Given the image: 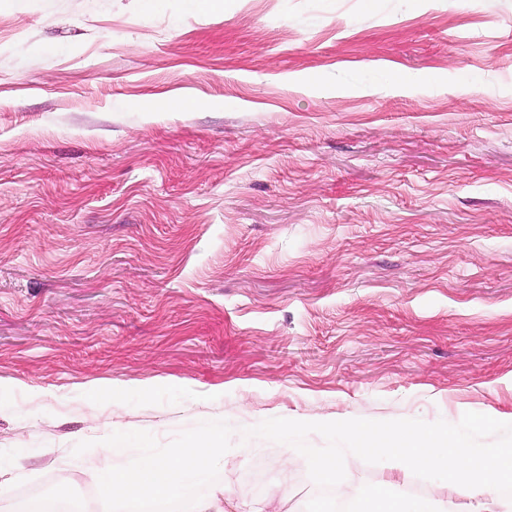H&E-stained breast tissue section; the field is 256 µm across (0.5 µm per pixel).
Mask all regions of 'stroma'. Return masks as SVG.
<instances>
[{
	"mask_svg": "<svg viewBox=\"0 0 512 512\" xmlns=\"http://www.w3.org/2000/svg\"><path fill=\"white\" fill-rule=\"evenodd\" d=\"M469 411L512 422V0H0V512L207 431L177 512H300L244 428ZM391 475L455 495L335 491Z\"/></svg>",
	"mask_w": 512,
	"mask_h": 512,
	"instance_id": "1",
	"label": "stroma"
}]
</instances>
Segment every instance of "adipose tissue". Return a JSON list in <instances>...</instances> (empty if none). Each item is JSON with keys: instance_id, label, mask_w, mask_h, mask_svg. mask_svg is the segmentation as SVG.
I'll list each match as a JSON object with an SVG mask.
<instances>
[{"instance_id": "adipose-tissue-1", "label": "adipose tissue", "mask_w": 512, "mask_h": 512, "mask_svg": "<svg viewBox=\"0 0 512 512\" xmlns=\"http://www.w3.org/2000/svg\"><path fill=\"white\" fill-rule=\"evenodd\" d=\"M223 457V444L217 435L196 437L171 460L132 461L119 474L108 478L102 496L115 503L141 496L168 498L178 485L187 486L204 478Z\"/></svg>"}]
</instances>
